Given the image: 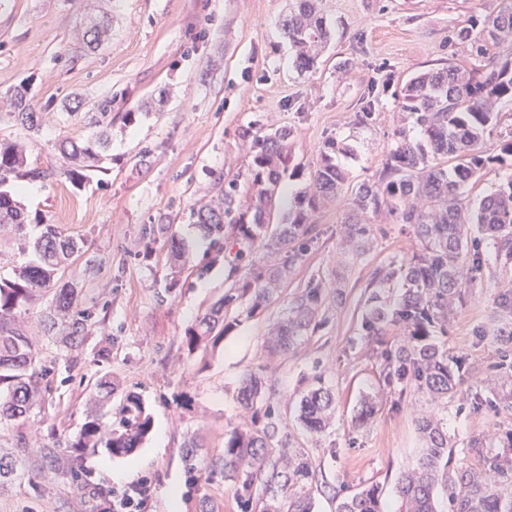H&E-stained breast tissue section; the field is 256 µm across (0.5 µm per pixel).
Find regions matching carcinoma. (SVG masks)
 Returning <instances> with one entry per match:
<instances>
[{"mask_svg":"<svg viewBox=\"0 0 512 512\" xmlns=\"http://www.w3.org/2000/svg\"><path fill=\"white\" fill-rule=\"evenodd\" d=\"M321 0H291L279 20L282 37L288 43L295 69L312 72L334 38V28L320 8ZM77 38L88 45L100 43L104 25L91 19ZM460 39L477 43L481 60L467 67L448 63L437 69L412 74L401 88V117L393 129L391 147L374 181L353 186L337 155L352 149L335 138L326 140L317 164L309 170L306 187L297 192L288 212L275 227H269L281 197L285 177L299 175L289 169L288 141L291 131L280 128L266 133L248 127L242 138L249 144L251 163L247 172L224 183L221 196L200 206L196 223L221 245L226 229L238 245L228 260L229 275L242 274L224 293V302L204 314L186 331L188 351L198 349L213 332L229 328L226 315L234 304L248 301L250 316L272 300L273 285L281 269L241 270L240 263L258 247L283 255L282 269L302 261L313 240L310 214L330 199L350 194L345 232L355 251L364 250L372 236L370 225L360 215L368 211L388 215L397 224H409L421 249L407 261L390 263L389 269L370 284L376 289L369 298L363 321L365 333L376 335L387 324L399 327L408 344L389 356L384 382L391 386L414 381L428 396L446 398L456 387L448 369V354L427 342L434 332H447L448 313L457 288L461 286L464 261L471 269L481 266V256L469 243L467 226L477 225L482 237L492 242L504 263L512 262V173L505 181L478 200L466 195V187L490 173L500 174L506 158H512V139L503 141L500 153L485 154L480 144L500 123L496 104L512 98V0H500L498 10L458 30ZM28 86L19 85L10 95L15 120L34 129L39 116L30 99ZM376 91L362 98L355 125L366 127L373 120ZM100 138L76 142L68 138L57 145L70 161L63 174L73 183L85 178V171L99 162ZM455 160L449 167L446 158ZM21 175H41L28 168V149L19 139H0V227L23 230L28 216L14 197L13 181ZM86 241L63 235L55 225L34 243L38 260L21 262L13 268V279L0 280V393L7 401L0 415L20 418L42 402V380L46 369L33 350L32 338L24 329L22 312L40 297L51 295L47 315L50 328L57 330L69 346L83 341L95 323L80 309L77 289L60 283L58 271L65 261L83 251ZM401 283L405 291L390 308L377 289ZM509 319L494 333L497 342L512 343V292L499 299ZM321 306V288L308 287L289 303L288 317L277 323L267 346L286 352L307 335ZM262 378L247 373L240 386V401L248 411L263 416L260 427L238 428L224 437V454L204 470L198 469L196 449L188 448V470L196 480L215 474L237 486L243 512H313L314 489L318 488V465L301 448L289 447L280 437L282 426L276 411L261 403ZM336 408L331 389L319 386L300 400L299 417L311 433L326 429ZM152 428L150 414L134 397H128L106 418L95 415L86 421L76 439L64 444L33 449L20 442L19 457L0 456V488L27 474L26 457L37 455L39 473L58 472L77 460L75 454L104 449L114 457L140 446ZM424 442L416 464L403 471L397 482L400 512H440L435 497L442 489L448 512H512V491L504 486L512 472V458L496 463L485 474L461 468L448 472V433L430 416L417 420ZM336 512H383L381 489L367 485L337 504Z\"/></svg>","mask_w":512,"mask_h":512,"instance_id":"carcinoma-1","label":"carcinoma"}]
</instances>
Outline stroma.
I'll use <instances>...</instances> for the list:
<instances>
[{"instance_id":"stroma-1","label":"stroma","mask_w":512,"mask_h":512,"mask_svg":"<svg viewBox=\"0 0 512 512\" xmlns=\"http://www.w3.org/2000/svg\"><path fill=\"white\" fill-rule=\"evenodd\" d=\"M499 0H323L336 36L320 67L299 73L278 23L287 0H0V137L20 134L9 114L14 86L28 84L40 127L32 133L29 165L51 169L20 196L28 240L43 225L86 239L83 253L61 270L81 291L94 327L69 349L47 333L50 302L37 300L25 327L38 339L49 371L43 407L0 421V452L16 453L18 438L36 448L52 438L72 440L95 403L99 381L112 379V405L137 396L152 417L139 448L122 457L85 455L72 470L44 481L31 476L0 490V512H110L113 494L133 480L151 482L146 512H169L166 491L180 489L179 512H240L232 482L221 476L192 481L184 452L202 463L219 457L224 437L256 418L238 401L241 379L258 373L263 398L280 415L283 433L320 469L314 512H336L343 499L375 483L388 512L397 508L401 472L419 458L416 420L432 412L448 429L449 467L485 469L512 451V413L499 393L512 371L501 368L504 345L488 337L499 318L498 299L512 290V263L479 243L482 270L473 272L448 315L454 394L430 401L412 386H386V357L403 343L397 326L365 335L361 324L370 282L390 262L410 259L420 243L406 224L372 218V244L355 255L345 239L346 199L312 213L317 237L271 303L239 316L216 344L188 351L185 331L224 297L233 280L224 256L196 224L198 200L214 195L249 162L240 132L249 126L288 127L292 166H313L328 137L350 144L340 156L353 182L380 167L398 118L400 88L416 71L453 61L470 64L476 48L456 37ZM110 14L112 28L94 50L72 35L86 18ZM387 82L370 127L354 125L362 95ZM148 111H140L141 103ZM102 132L108 144L98 169L81 185L63 175L53 143ZM185 260L173 264L171 243ZM210 270L204 277L196 271ZM320 282L317 325L294 350L269 352L264 338L308 282ZM336 395V414L321 434L308 433L297 404L316 385ZM378 396L367 424L363 401Z\"/></svg>"}]
</instances>
